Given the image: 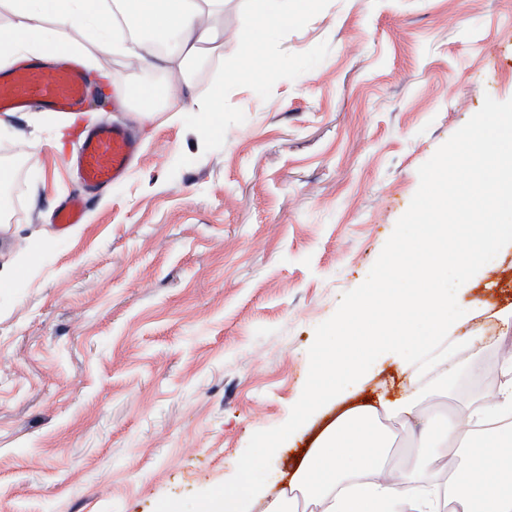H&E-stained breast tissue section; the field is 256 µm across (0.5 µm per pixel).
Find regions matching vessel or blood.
Masks as SVG:
<instances>
[{"instance_id": "obj_1", "label": "vessel or blood", "mask_w": 512, "mask_h": 512, "mask_svg": "<svg viewBox=\"0 0 512 512\" xmlns=\"http://www.w3.org/2000/svg\"><path fill=\"white\" fill-rule=\"evenodd\" d=\"M90 92L82 68L74 61L61 60L53 65L29 62L9 73H0V116L37 106L43 111L60 113L81 109ZM135 153L130 134L117 125L90 130L77 156L84 184L103 190L125 177Z\"/></svg>"}]
</instances>
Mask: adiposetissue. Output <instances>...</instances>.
I'll return each instance as SVG.
<instances>
[{"label":"adipose tissue","mask_w":512,"mask_h":512,"mask_svg":"<svg viewBox=\"0 0 512 512\" xmlns=\"http://www.w3.org/2000/svg\"><path fill=\"white\" fill-rule=\"evenodd\" d=\"M16 21L0 27V70L16 57L52 59L59 52L94 64L98 55L122 51L115 20L124 17L131 31L145 30L132 58L138 68L166 70L165 111L177 109L190 73L217 41L214 25L224 0H7ZM89 42H70L71 32ZM468 165L481 182L497 184L489 223L477 226L459 247L448 245V198L435 196L433 234H404L419 239L428 255L424 270L408 269L405 287L365 289L323 337L316 356L313 392L300 415L357 390L379 359L388 358L406 381L434 374L429 394L406 389L391 398L340 413L300 459L287 484L274 488L256 481L238 493H225L224 512H243V499L266 501L265 512H439L440 493L432 478L447 473L445 491L462 512H512V357L505 358L493 402L471 412L458 408L424 409L426 398L448 393L454 372L451 333L466 330L465 295L483 260L512 242V225L495 217L512 212V123L497 114L481 116L464 141ZM395 420L412 444L401 465L389 461L393 438L386 423Z\"/></svg>","instance_id":"obj_1"}]
</instances>
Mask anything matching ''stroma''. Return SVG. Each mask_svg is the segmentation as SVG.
Wrapping results in <instances>:
<instances>
[{"instance_id":"stroma-1","label":"stroma","mask_w":512,"mask_h":512,"mask_svg":"<svg viewBox=\"0 0 512 512\" xmlns=\"http://www.w3.org/2000/svg\"><path fill=\"white\" fill-rule=\"evenodd\" d=\"M287 5L267 28L227 0L173 121L141 119L125 58L88 67L112 82L86 111L138 142L108 189L72 166L82 126L0 121V512H154L231 478L288 419L316 326L366 279L418 167L485 97L512 99V0ZM219 80L224 131L204 137ZM72 196L83 221L62 233ZM490 267L466 294L485 339L463 378L512 349V248Z\"/></svg>"}]
</instances>
